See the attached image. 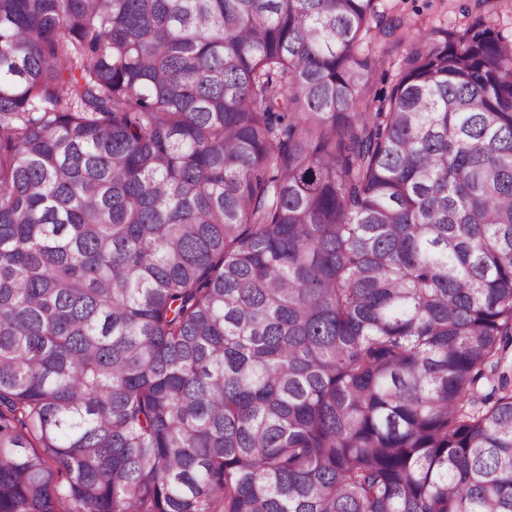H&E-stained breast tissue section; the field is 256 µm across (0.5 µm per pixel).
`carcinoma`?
I'll return each instance as SVG.
<instances>
[{
    "label": "carcinoma",
    "instance_id": "obj_1",
    "mask_svg": "<svg viewBox=\"0 0 512 512\" xmlns=\"http://www.w3.org/2000/svg\"><path fill=\"white\" fill-rule=\"evenodd\" d=\"M374 2L0 0V512H512V45ZM375 0V10L386 21L401 26L390 40H365L357 54L373 62V90L386 95L395 84L402 59L414 37L433 29L454 32L475 22L512 40V0Z\"/></svg>",
    "mask_w": 512,
    "mask_h": 512
}]
</instances>
